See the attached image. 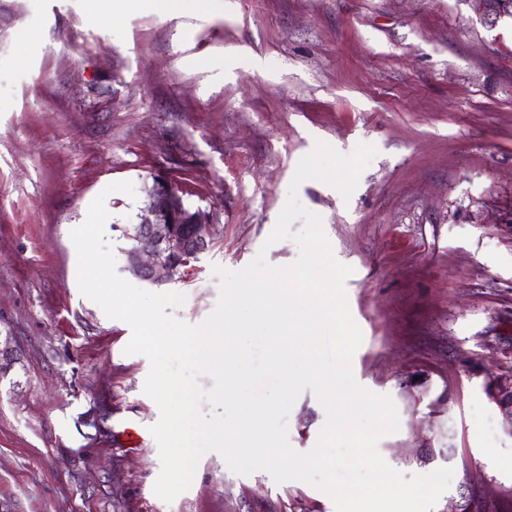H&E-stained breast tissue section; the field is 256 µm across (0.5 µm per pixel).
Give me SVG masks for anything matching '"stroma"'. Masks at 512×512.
<instances>
[{
  "instance_id": "obj_1",
  "label": "stroma",
  "mask_w": 512,
  "mask_h": 512,
  "mask_svg": "<svg viewBox=\"0 0 512 512\" xmlns=\"http://www.w3.org/2000/svg\"><path fill=\"white\" fill-rule=\"evenodd\" d=\"M318 140L378 150L350 199L318 180L298 198L353 269L354 377L399 413L379 453L408 476L452 468L433 512L467 477L512 512V422L483 388L512 373V26L475 0H183L174 15L141 0L110 27L94 0H0V512H335L215 452L172 502L155 495L149 362L80 293L70 239L105 195L125 273L146 187L188 167L184 200L213 214L214 240L156 290L199 324L213 266L297 260L268 237ZM118 181L134 196L106 194ZM324 421L304 391L291 446L311 449ZM428 443L456 453L419 462Z\"/></svg>"
}]
</instances>
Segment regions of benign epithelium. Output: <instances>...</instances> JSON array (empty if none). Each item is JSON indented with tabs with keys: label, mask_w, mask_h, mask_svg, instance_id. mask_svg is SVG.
I'll return each mask as SVG.
<instances>
[{
	"label": "benign epithelium",
	"mask_w": 512,
	"mask_h": 512,
	"mask_svg": "<svg viewBox=\"0 0 512 512\" xmlns=\"http://www.w3.org/2000/svg\"><path fill=\"white\" fill-rule=\"evenodd\" d=\"M484 22L492 27L503 18L494 0H475ZM136 233L126 250V269L136 278L162 284L173 279L206 252L214 236L210 212L187 207L166 175L156 176L138 215Z\"/></svg>",
	"instance_id": "benign-epithelium-1"
}]
</instances>
